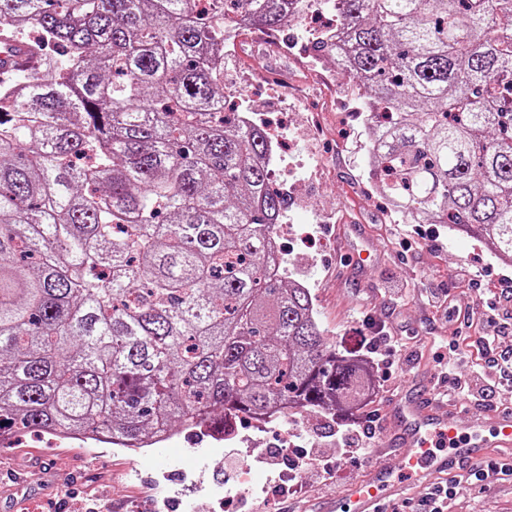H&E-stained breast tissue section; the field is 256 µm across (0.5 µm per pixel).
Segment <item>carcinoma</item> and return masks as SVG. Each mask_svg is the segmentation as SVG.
<instances>
[{
	"label": "carcinoma",
	"mask_w": 512,
	"mask_h": 512,
	"mask_svg": "<svg viewBox=\"0 0 512 512\" xmlns=\"http://www.w3.org/2000/svg\"><path fill=\"white\" fill-rule=\"evenodd\" d=\"M0 0V432L138 447L355 407L274 251L267 142L224 110V35L299 0ZM316 48L357 83L390 210L512 261V0H336Z\"/></svg>",
	"instance_id": "obj_1"
}]
</instances>
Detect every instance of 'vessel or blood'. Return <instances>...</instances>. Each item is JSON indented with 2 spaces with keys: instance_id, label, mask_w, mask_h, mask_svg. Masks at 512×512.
<instances>
[{
  "instance_id": "vessel-or-blood-1",
  "label": "vessel or blood",
  "mask_w": 512,
  "mask_h": 512,
  "mask_svg": "<svg viewBox=\"0 0 512 512\" xmlns=\"http://www.w3.org/2000/svg\"><path fill=\"white\" fill-rule=\"evenodd\" d=\"M389 415L398 425L368 476L346 493L337 495L330 512H384L385 504L398 494L405 481L420 478L421 469L447 472L454 464L483 460L487 449L512 447V411L469 419L459 431L444 415L435 390L423 387L402 390L393 399Z\"/></svg>"
}]
</instances>
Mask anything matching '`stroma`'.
Masks as SVG:
<instances>
[{
    "label": "stroma",
    "instance_id": "35a3bbf8",
    "mask_svg": "<svg viewBox=\"0 0 512 512\" xmlns=\"http://www.w3.org/2000/svg\"><path fill=\"white\" fill-rule=\"evenodd\" d=\"M332 13L323 2L272 35H241L224 62V96L246 101L286 132L273 164L289 195L281 244L296 280L310 290L327 343L354 356L364 354L363 342L372 336L390 334L404 343L392 363L378 367L382 391L374 416L309 409L288 413L269 429L244 420L233 451L176 424L169 444L142 459L131 449L69 448L34 432L0 454V496L10 495V512H86L94 498L111 502L112 512H255L264 504L271 512H319L366 476L374 460L368 454L337 463L332 432L368 425L374 448H381L396 430L387 407L401 384L434 383L435 360H457L448 341L468 327L455 310H432L425 293L445 291L479 306L486 284L512 280V263L466 234L444 224L405 223L376 196L358 91L314 48ZM355 249L370 250L365 264L350 262ZM390 284L405 288L404 300L381 296ZM315 443L325 463L342 466V483L320 484L296 469L297 456ZM466 501L470 512H512V487L478 484L468 488Z\"/></svg>",
    "mask_w": 512,
    "mask_h": 512
}]
</instances>
